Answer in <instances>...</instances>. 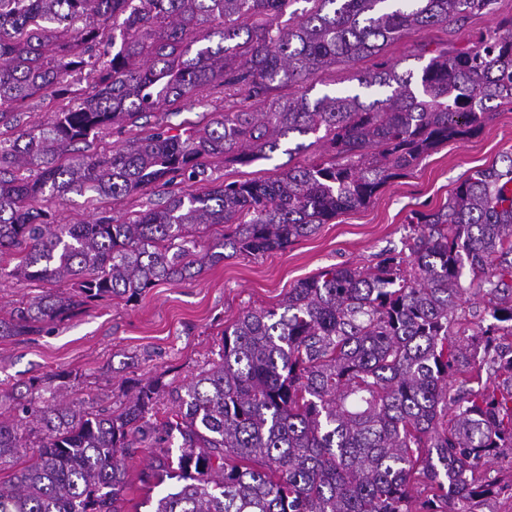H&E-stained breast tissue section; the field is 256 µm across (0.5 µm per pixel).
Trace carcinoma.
Listing matches in <instances>:
<instances>
[{"instance_id":"carcinoma-1","label":"carcinoma","mask_w":512,"mask_h":512,"mask_svg":"<svg viewBox=\"0 0 512 512\" xmlns=\"http://www.w3.org/2000/svg\"><path fill=\"white\" fill-rule=\"evenodd\" d=\"M493 3L0 0V128L29 99L67 100L0 140V254L18 259L0 278L73 282L1 307L0 338L181 282L228 249L285 250L512 110V17L465 47L416 55L428 58L421 66L385 56L406 34ZM363 60L359 85L380 91L369 102L336 91L312 99L311 85L290 92ZM75 81L87 92L74 93ZM215 94L224 111L170 122L178 101ZM147 112L163 113L148 131L138 124ZM108 128L129 133L122 147L74 149ZM290 138L300 139L290 155L327 149L272 179L213 178L223 163L271 159ZM501 163L474 171L441 209L413 213L408 255L327 268L224 326L218 357L184 386L136 382L117 415L57 399L60 385L50 402L8 404L0 466L15 470L0 481V512H122L127 459L140 450L158 462L142 482L176 480L154 512H476L503 490L484 466L512 451V346L501 344L512 337V155ZM178 181L196 189L123 220L106 210L90 224L54 219L73 191L118 201ZM215 226L224 233L199 247ZM469 287L487 298L472 348L451 339ZM164 395L172 408L161 416ZM415 481L431 492L417 505Z\"/></svg>"}]
</instances>
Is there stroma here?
<instances>
[{"mask_svg": "<svg viewBox=\"0 0 512 512\" xmlns=\"http://www.w3.org/2000/svg\"><path fill=\"white\" fill-rule=\"evenodd\" d=\"M511 16L512 0H495L490 13L463 26L404 36L389 47L388 55L404 59L422 44L461 46ZM508 153L512 111L503 110L479 133L425 155L368 205L340 212L285 250L258 257L237 254L182 283L158 284L136 301H98L70 320L49 325L41 335L0 339V394H23L31 379L65 372L86 404L117 412L133 382L158 376L166 383H188L214 359L225 325L247 310L277 305L291 288L328 267L367 266L386 253L404 251L412 212L440 209L468 174ZM304 160V155L291 157L280 150L247 166L218 167L214 175L222 181L268 179ZM151 462L147 454L129 461L125 512H152L161 495V488L139 481Z\"/></svg>", "mask_w": 512, "mask_h": 512, "instance_id": "stroma-1", "label": "stroma"}]
</instances>
